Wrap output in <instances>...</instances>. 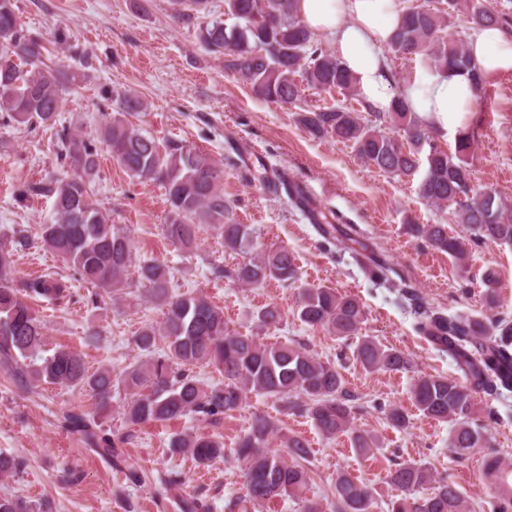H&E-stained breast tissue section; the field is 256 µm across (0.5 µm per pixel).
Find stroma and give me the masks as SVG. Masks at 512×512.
I'll return each mask as SVG.
<instances>
[{"label": "stroma", "instance_id": "35a3bbf8", "mask_svg": "<svg viewBox=\"0 0 512 512\" xmlns=\"http://www.w3.org/2000/svg\"><path fill=\"white\" fill-rule=\"evenodd\" d=\"M23 28L48 41L63 40L56 62L70 69L90 61L86 77L63 97L55 127L24 126L0 113V241L27 236V248L15 251L9 277L22 281L50 276L65 284L68 299L55 305L35 304L46 324L42 355L57 345L80 353L90 370L121 371L140 352L133 339L144 328L160 326L162 308L147 302L146 285L130 273L121 299L92 304L90 285L55 257L41 241L40 227L53 218L47 197L20 200L24 183L62 176L66 168L56 155V127L72 126L84 137L99 140L112 116L111 94L129 91L146 103L145 112L132 117L135 127L159 141H178L204 149L224 162V195L239 223L251 225L265 246L294 252L299 277L308 284H324L351 294L365 310L360 333L408 354L414 372H365L352 358L354 340L336 337L302 324L294 315L299 298L296 286L268 281L259 288H242L228 273L239 254L225 250L212 229H204L198 248L187 253L165 238L168 215L165 190L155 181L132 180L109 154L100 158L94 199L113 224L132 238L140 261H153L167 271L171 294H201L223 308L230 330L260 336L264 342L301 343L322 360L341 367L356 397L354 425L376 437L369 454L352 447L348 435L326 438L303 416L265 397L249 396L244 409L214 421L188 416L166 424L132 428L123 420L128 396L117 391L105 422L112 430L130 432L127 452L153 476L179 473L183 494L207 502L210 512H229L230 500L240 498L244 483L240 466L230 453L206 466L190 455L170 452V438L180 432L201 433L233 448L253 412L272 416L285 431L310 444L309 466L314 482L309 497L334 512L330 501L337 472L344 471L374 490L373 512H388L393 490L391 469L411 461L429 466L453 483L463 496L465 512H501L489 492L478 483L476 465L487 452L512 467V392L478 397L474 427L484 432L488 448L456 455L448 446L449 424L412 412L408 429L389 425L390 408L410 410L415 372L458 377L454 361L417 329L416 319L402 297L418 293L428 306L444 314L481 317L495 313L512 319V245L470 244L469 257L456 263L410 232L409 223L438 224L442 213L418 194L419 176H393L362 162L354 149L331 138L311 136L298 122L300 109L334 105L337 94L314 89L303 92L300 106L267 103L205 53L198 30L175 24L169 0H151L148 12L133 9L130 0H14ZM467 121L476 136L472 159L477 188L497 190L512 202V72L491 79ZM286 172L335 224L354 226L360 240L373 245L393 265L394 285L381 283L357 260L325 239L287 196H276L252 181L249 166ZM498 278L494 306H487L483 277ZM273 304L282 314L276 328L259 330L255 309ZM99 337L87 342L89 329ZM94 413L88 392L60 385L40 384L17 390L0 370V454L21 461L12 476L0 477V495L27 501L33 512H158L161 484H126L122 474L67 434L60 426L65 412Z\"/></svg>", "mask_w": 512, "mask_h": 512}]
</instances>
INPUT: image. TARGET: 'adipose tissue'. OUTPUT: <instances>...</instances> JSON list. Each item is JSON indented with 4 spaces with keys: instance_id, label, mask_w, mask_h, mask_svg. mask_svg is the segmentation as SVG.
Masks as SVG:
<instances>
[{
    "instance_id": "ef3b65f1",
    "label": "adipose tissue",
    "mask_w": 512,
    "mask_h": 512,
    "mask_svg": "<svg viewBox=\"0 0 512 512\" xmlns=\"http://www.w3.org/2000/svg\"><path fill=\"white\" fill-rule=\"evenodd\" d=\"M298 11L312 31L332 38L336 56L375 109L388 110L399 92L411 111L439 131L465 129L466 115L477 100L467 75L420 65L407 78L394 81L384 51L399 23L394 0H299ZM469 50L485 76L512 72V34L501 27H481Z\"/></svg>"
}]
</instances>
